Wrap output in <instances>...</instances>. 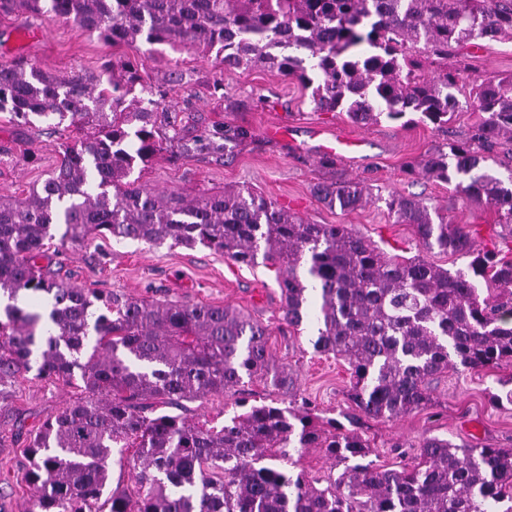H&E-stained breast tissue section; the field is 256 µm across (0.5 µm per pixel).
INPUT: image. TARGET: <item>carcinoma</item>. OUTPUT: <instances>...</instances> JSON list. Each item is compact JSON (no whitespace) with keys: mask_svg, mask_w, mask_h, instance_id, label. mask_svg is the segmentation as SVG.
<instances>
[{"mask_svg":"<svg viewBox=\"0 0 512 512\" xmlns=\"http://www.w3.org/2000/svg\"><path fill=\"white\" fill-rule=\"evenodd\" d=\"M14 12H51L114 45L190 46L227 67L262 65L312 89L314 111L363 126L414 114L443 128L477 112L467 139L407 173L490 207L512 239V169L504 178L488 166L512 143V74L465 90L462 61L484 42L512 40V0H0L1 15ZM0 112L93 129L64 145L25 197L0 196V399L36 352L35 378L70 382L78 372L86 391L29 437L27 512H512V448L429 436L412 464L377 467L365 461L366 439L299 399L293 373L269 354L268 326L228 306L79 288L42 265L57 236L76 246L106 234L260 259L275 269L281 321L297 331L314 317V346L351 370L350 404L394 421L434 405L438 374L512 365V255L478 251L467 225L397 192L386 199L394 222L427 251L471 258L467 269L390 257L344 224H307L243 187L189 197L132 180L168 142L178 157L222 156L227 138L222 128L185 134L128 64L59 77L0 63ZM314 194L343 211L372 197L355 180L321 182ZM35 293L50 302L46 327L18 305ZM256 381L279 398L237 400L219 428L158 412ZM128 448L133 495L110 489L112 458ZM299 448H322L344 469L315 477L298 468Z\"/></svg>","mask_w":512,"mask_h":512,"instance_id":"1","label":"carcinoma"}]
</instances>
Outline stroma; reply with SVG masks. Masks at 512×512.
Wrapping results in <instances>:
<instances>
[{
	"instance_id": "1",
	"label": "stroma",
	"mask_w": 512,
	"mask_h": 512,
	"mask_svg": "<svg viewBox=\"0 0 512 512\" xmlns=\"http://www.w3.org/2000/svg\"><path fill=\"white\" fill-rule=\"evenodd\" d=\"M16 59L59 76L95 72L108 61L132 62L146 82L165 91L166 104L179 119H192L198 127L220 125L227 136H241V143L221 159L159 154L140 173L141 183L154 189H179L195 196L244 186L308 223L347 225L388 255L404 259L422 254L452 271L466 266V259L436 249L424 252L410 226L394 223L384 201L344 211L326 206L313 193L317 182L355 178L447 209L449 219L468 225L480 250L506 247L491 209L467 207L447 183L404 172L428 150L464 139L477 119L475 113H457L444 131L429 123L388 119L360 126L342 112L313 111L310 89L266 68L227 70L215 55L165 45L115 46L50 13L0 16V61ZM467 63L472 79L512 74V41L486 43ZM314 130L326 137L362 139V151L334 157L332 165H325L318 140L310 136ZM67 141V133L50 132L46 123L23 125L0 112V195L19 197L41 183L60 163ZM51 270L57 278L82 287L138 299L239 309L268 325L272 358L293 370L298 392L314 402L319 415L341 422L350 410L347 363L314 349L315 325L305 324L293 333L279 323L280 290L274 271L264 264H238L201 246L119 242L107 235L63 248L54 255ZM509 378L508 366L448 372L432 384L436 406L390 422L364 417L357 430L372 446L371 460L388 468L398 464L394 444L416 446L426 436L512 448V404L491 401ZM81 394L77 380L19 376L14 396L0 404V512H24L30 497L21 479L27 440Z\"/></svg>"
}]
</instances>
